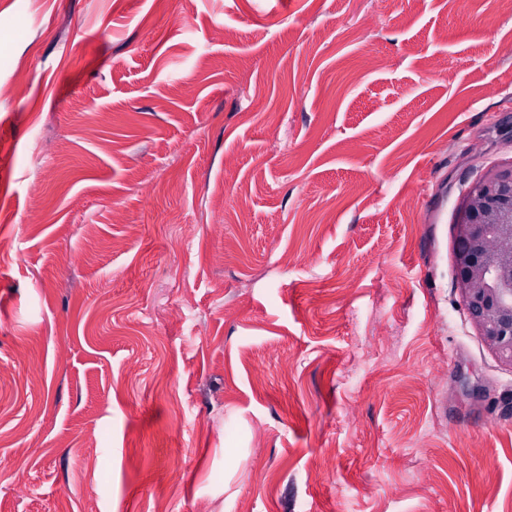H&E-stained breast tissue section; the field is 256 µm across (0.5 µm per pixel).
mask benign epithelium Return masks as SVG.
<instances>
[{"label": "benign epithelium", "mask_w": 512, "mask_h": 512, "mask_svg": "<svg viewBox=\"0 0 512 512\" xmlns=\"http://www.w3.org/2000/svg\"><path fill=\"white\" fill-rule=\"evenodd\" d=\"M455 232L456 288L486 346L512 368V164L465 186Z\"/></svg>", "instance_id": "benign-epithelium-1"}]
</instances>
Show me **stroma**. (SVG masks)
Masks as SVG:
<instances>
[{
    "instance_id": "35a3bbf8",
    "label": "stroma",
    "mask_w": 512,
    "mask_h": 512,
    "mask_svg": "<svg viewBox=\"0 0 512 512\" xmlns=\"http://www.w3.org/2000/svg\"><path fill=\"white\" fill-rule=\"evenodd\" d=\"M0 512H512L455 287L512 163L498 0H0Z\"/></svg>"
}]
</instances>
